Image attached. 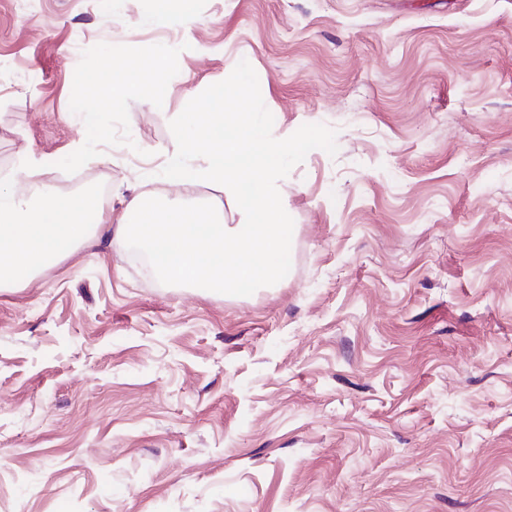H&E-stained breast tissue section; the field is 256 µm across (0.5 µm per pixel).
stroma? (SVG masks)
<instances>
[{"instance_id":"1","label":"stroma","mask_w":512,"mask_h":512,"mask_svg":"<svg viewBox=\"0 0 512 512\" xmlns=\"http://www.w3.org/2000/svg\"><path fill=\"white\" fill-rule=\"evenodd\" d=\"M0 0V174L235 204L161 171L240 60L274 126L323 124L280 186L291 269L249 296L79 248L0 288V512H512V0ZM182 43L101 124L78 74ZM196 0H150V9L139 21L141 27L161 22L187 23L195 12Z\"/></svg>"}]
</instances>
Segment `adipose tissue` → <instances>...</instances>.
<instances>
[{
  "instance_id": "1",
  "label": "adipose tissue",
  "mask_w": 512,
  "mask_h": 512,
  "mask_svg": "<svg viewBox=\"0 0 512 512\" xmlns=\"http://www.w3.org/2000/svg\"><path fill=\"white\" fill-rule=\"evenodd\" d=\"M126 69L123 57L115 55L103 61L96 70L81 75V82L94 95L83 109L87 121L98 122L101 113L116 111L136 91V84L124 78Z\"/></svg>"
}]
</instances>
